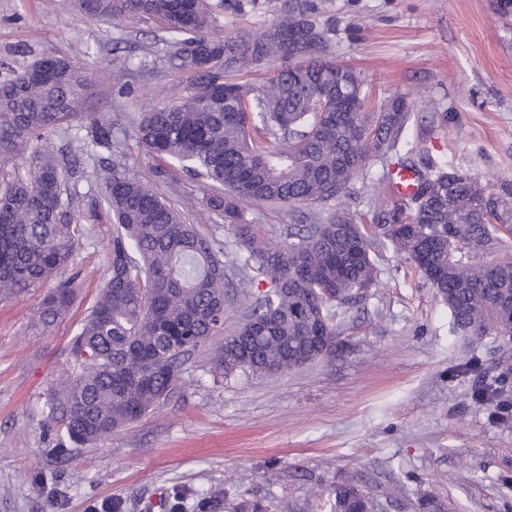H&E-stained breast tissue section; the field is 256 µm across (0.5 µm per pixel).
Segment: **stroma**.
<instances>
[{"instance_id": "35a3bbf8", "label": "stroma", "mask_w": 512, "mask_h": 512, "mask_svg": "<svg viewBox=\"0 0 512 512\" xmlns=\"http://www.w3.org/2000/svg\"><path fill=\"white\" fill-rule=\"evenodd\" d=\"M283 0H257L217 17V29L259 34ZM319 21L326 54L359 75L371 104L411 101L404 137L417 165L464 170L490 188L512 181V16L496 0H326ZM152 22L90 20L70 0H0V57L10 78L34 60L63 54L88 70L83 114L54 136L79 147L92 117L122 134L131 174L154 180L157 161L138 146V112L182 97L192 82L173 70ZM99 158L79 155L69 187L90 215L105 194ZM381 162L349 185L345 202L371 218ZM171 203L200 215L206 234L237 240L181 176L162 187ZM72 262L82 278L68 314L38 320L45 286L0 298V512H330L350 482L375 512H512V418L495 419L473 398L512 365V344L450 334L451 315L392 249L379 286L340 309L333 354L274 374L224 375L211 353L194 354L164 403L95 445L54 458L56 425L46 400L77 366L70 341L98 293L111 225L91 224Z\"/></svg>"}]
</instances>
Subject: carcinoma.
Returning <instances> with one entry per match:
<instances>
[{
	"mask_svg": "<svg viewBox=\"0 0 512 512\" xmlns=\"http://www.w3.org/2000/svg\"><path fill=\"white\" fill-rule=\"evenodd\" d=\"M252 4L74 0L88 18L149 19L169 35L170 63L192 83L179 101L140 113L137 142L160 161L157 175L173 180L180 170L209 183L208 208L234 231L240 252L224 254L154 183L127 173L112 123L91 122L88 140L116 158L104 169L112 235L99 296L72 339L80 372L47 401L58 459L167 400L188 356L217 336L224 343L213 361L226 375L285 372L329 354L337 310L378 287L379 247H392L430 285L455 335H512V257L476 260L503 251V236H512V182L492 191L467 172L429 165L424 173L409 161L411 104L396 96L365 111L359 76L325 55L320 0H284L258 35H211L216 14ZM55 60L49 81H36L41 58L0 81V296L55 281L38 309L44 326L74 301L79 272L69 267L89 233L66 196L72 152L52 145L76 114L74 90L86 75L66 56ZM276 61L261 88L231 76ZM35 140L43 148L29 155ZM404 147L399 166L416 175L412 190L397 193L385 168L370 223H358L344 203L350 182L367 161L386 162ZM257 203L312 207V223L288 224L273 239L247 217ZM235 275L246 307L226 335L224 288ZM510 373L504 367L497 386L477 389L475 400L507 409ZM371 508L353 484L336 487L333 512Z\"/></svg>",
	"mask_w": 512,
	"mask_h": 512,
	"instance_id": "obj_1",
	"label": "carcinoma"
}]
</instances>
